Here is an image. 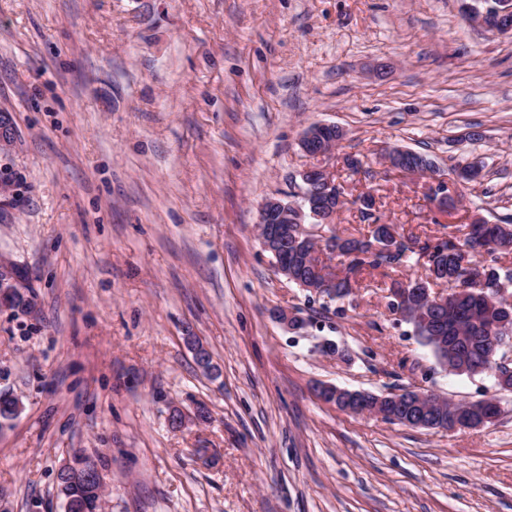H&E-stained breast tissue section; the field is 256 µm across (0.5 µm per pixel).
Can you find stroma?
Wrapping results in <instances>:
<instances>
[{
  "instance_id": "1",
  "label": "stroma",
  "mask_w": 512,
  "mask_h": 512,
  "mask_svg": "<svg viewBox=\"0 0 512 512\" xmlns=\"http://www.w3.org/2000/svg\"><path fill=\"white\" fill-rule=\"evenodd\" d=\"M0 112V259L35 302L0 307V393L22 404L0 421V512H64L56 476L77 454L101 512H512V393L443 372L389 307L424 269H363L328 301L256 232L265 200L300 201L317 122L345 132L340 235L366 232L362 194L405 237L512 222V38L460 0H0ZM392 147L433 172L389 173ZM468 162L479 178L457 183ZM438 177L454 209L430 199ZM321 384L501 413L416 429L341 412Z\"/></svg>"
}]
</instances>
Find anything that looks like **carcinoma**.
I'll list each match as a JSON object with an SVG mask.
<instances>
[{
	"instance_id": "carcinoma-1",
	"label": "carcinoma",
	"mask_w": 512,
	"mask_h": 512,
	"mask_svg": "<svg viewBox=\"0 0 512 512\" xmlns=\"http://www.w3.org/2000/svg\"><path fill=\"white\" fill-rule=\"evenodd\" d=\"M308 235L281 242L283 257L292 270V283L315 285L313 261L308 259L307 236L329 235L336 243L335 256L341 258L345 273L334 274L336 297L352 292L350 274L361 269L377 270L408 263L423 264L428 277L454 286L448 308L428 309L411 317L415 336L429 348L436 362L471 370L486 363L488 338L500 326L512 327V304L505 291L512 288V267L499 264V257L512 254V224H491L484 220L473 230L484 237V252L474 250L468 233H448L446 238H403L390 224H370L368 234L343 237L333 224H307ZM58 494L69 504L67 512H93L100 499L101 479L76 480L65 470L57 475Z\"/></svg>"
}]
</instances>
